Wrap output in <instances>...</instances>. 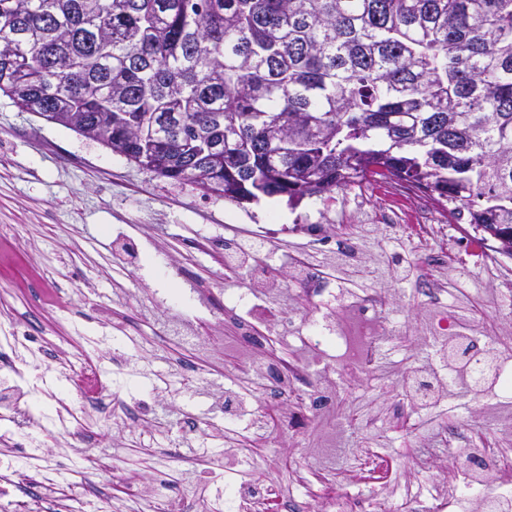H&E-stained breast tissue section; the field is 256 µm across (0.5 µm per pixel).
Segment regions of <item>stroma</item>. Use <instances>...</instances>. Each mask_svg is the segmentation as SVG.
Listing matches in <instances>:
<instances>
[{"mask_svg":"<svg viewBox=\"0 0 512 512\" xmlns=\"http://www.w3.org/2000/svg\"><path fill=\"white\" fill-rule=\"evenodd\" d=\"M448 227V316L477 327L496 348L512 354V316L504 307L512 289L488 274L456 242L458 224L422 193L406 186L373 183L307 198L295 209L264 197L238 203L192 183H177L139 168L124 156L64 127L21 111L0 96V314H10L20 334L39 348L37 365L15 368L0 352V403H13L18 385L37 383L30 396L39 426L19 430L0 424V463L35 474L53 468L63 483L86 497L90 468H112V492L122 498L129 479L154 483L158 470L177 468L189 449L176 420H196L209 447L245 452L255 461L247 477L289 492L298 477V446L323 449L317 486L365 481L374 474L371 449H380L388 482L411 483L408 464L428 437L427 413L396 420L406 399L404 376L433 355L424 325L422 287L430 268L409 253L404 225ZM286 231L252 264L264 271L269 255L309 249L318 228L324 246L318 265L347 295L372 288L389 291L399 326L397 352L367 370L336 363V418L306 426V395L279 399L263 392L256 373H246L228 341L238 334L224 315L225 288H247L249 273L224 267L223 255L205 241L260 232ZM275 289L265 299L271 317L256 323L266 338L255 360L293 356L275 319L291 313L312 321L339 318L334 297L310 303L286 267L272 271ZM198 329L196 344L177 337L185 320ZM105 368L112 405L85 401L61 375L71 356ZM235 383L260 406L269 423L287 424L277 442L260 433L225 432L213 387ZM148 402L150 413L136 412ZM512 403L465 391H448V420L462 432L456 445L472 454L467 427L480 419L487 439L498 436ZM375 418L379 428L366 427ZM225 473L199 466L190 489L174 500L173 512H200L224 485Z\"/></svg>","mask_w":512,"mask_h":512,"instance_id":"35a3bbf8","label":"stroma"}]
</instances>
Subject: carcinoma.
I'll list each match as a JSON object with an SVG mask.
<instances>
[{
    "label": "carcinoma",
    "instance_id": "carcinoma-1",
    "mask_svg": "<svg viewBox=\"0 0 512 512\" xmlns=\"http://www.w3.org/2000/svg\"><path fill=\"white\" fill-rule=\"evenodd\" d=\"M0 93L238 203L404 184L512 258V0H0Z\"/></svg>",
    "mask_w": 512,
    "mask_h": 512
}]
</instances>
